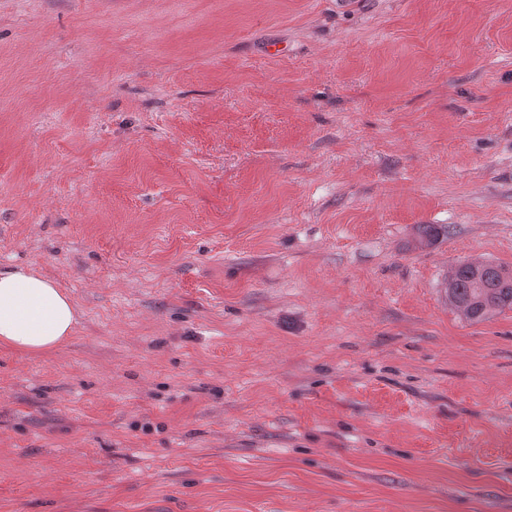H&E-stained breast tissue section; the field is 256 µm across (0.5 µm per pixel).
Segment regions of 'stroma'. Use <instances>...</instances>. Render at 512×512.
<instances>
[{"label":"stroma","mask_w":512,"mask_h":512,"mask_svg":"<svg viewBox=\"0 0 512 512\" xmlns=\"http://www.w3.org/2000/svg\"><path fill=\"white\" fill-rule=\"evenodd\" d=\"M474 258L512 267V0H0V266L79 312L0 348V512H512ZM445 289L449 305L470 323L512 310V270L493 261L458 263L449 274Z\"/></svg>","instance_id":"1"}]
</instances>
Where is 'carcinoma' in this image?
<instances>
[{
	"label": "carcinoma",
	"mask_w": 512,
	"mask_h": 512,
	"mask_svg": "<svg viewBox=\"0 0 512 512\" xmlns=\"http://www.w3.org/2000/svg\"><path fill=\"white\" fill-rule=\"evenodd\" d=\"M448 233L442 224H418L415 240L428 246ZM448 303L465 321L479 323L509 309L512 310V270L489 260L458 263L446 284Z\"/></svg>",
	"instance_id": "cac0c4a2"
}]
</instances>
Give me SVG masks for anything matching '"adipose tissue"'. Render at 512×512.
<instances>
[{"label":"adipose tissue","mask_w":512,"mask_h":512,"mask_svg":"<svg viewBox=\"0 0 512 512\" xmlns=\"http://www.w3.org/2000/svg\"><path fill=\"white\" fill-rule=\"evenodd\" d=\"M77 322L72 298L52 278L25 265L0 268V347L48 354Z\"/></svg>","instance_id":"adipose-tissue-1"}]
</instances>
